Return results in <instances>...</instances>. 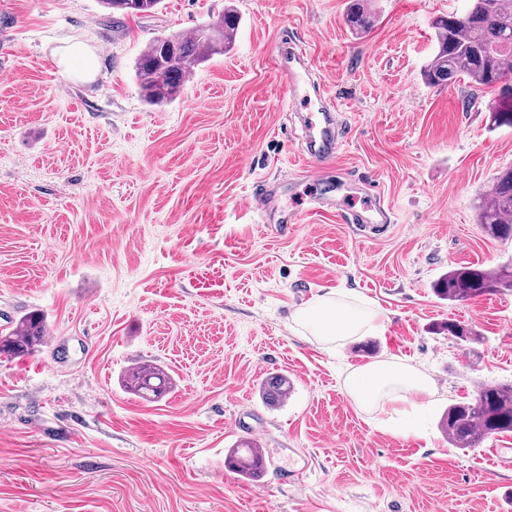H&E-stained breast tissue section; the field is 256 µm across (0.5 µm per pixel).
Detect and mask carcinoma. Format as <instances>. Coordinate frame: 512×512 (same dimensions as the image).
I'll return each instance as SVG.
<instances>
[{
    "mask_svg": "<svg viewBox=\"0 0 512 512\" xmlns=\"http://www.w3.org/2000/svg\"><path fill=\"white\" fill-rule=\"evenodd\" d=\"M107 9L145 15L163 0H100ZM375 12L367 0H351L345 22L356 35L368 32ZM240 26L238 13L224 11L215 23L202 24L183 34L160 35L149 42L138 59L135 77L144 98L153 104L170 103L181 94L196 67L213 55L231 49ZM432 53L422 76L432 86L448 85L464 75L476 91L495 88L512 76V0H467L461 12L439 16L432 23ZM492 125L512 127V105H492ZM491 199L479 206L478 223L492 238L512 240V166L495 174ZM450 302H461L512 291V261L496 268L477 264L448 271L435 286ZM45 324L38 314L24 316L14 334L0 338V354H28L45 344ZM126 383L135 391L158 397L171 388L170 378L156 365L143 363L128 372ZM441 429L450 444L462 451L479 447L486 439L512 433V384H492L476 390L472 399L448 407ZM240 474H256L254 449L235 453Z\"/></svg>",
    "mask_w": 512,
    "mask_h": 512,
    "instance_id": "carcinoma-1",
    "label": "carcinoma"
}]
</instances>
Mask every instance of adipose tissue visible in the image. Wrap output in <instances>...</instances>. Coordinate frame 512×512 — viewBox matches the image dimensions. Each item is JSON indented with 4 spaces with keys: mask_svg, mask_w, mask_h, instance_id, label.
Here are the masks:
<instances>
[{
    "mask_svg": "<svg viewBox=\"0 0 512 512\" xmlns=\"http://www.w3.org/2000/svg\"><path fill=\"white\" fill-rule=\"evenodd\" d=\"M293 319L302 330L328 342L368 336L383 327L378 310L350 302L333 289L302 304ZM348 392L366 409L408 415L423 405L431 382L407 365L377 362L353 374Z\"/></svg>",
    "mask_w": 512,
    "mask_h": 512,
    "instance_id": "1",
    "label": "adipose tissue"
}]
</instances>
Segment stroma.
<instances>
[{
    "instance_id": "obj_1",
    "label": "stroma",
    "mask_w": 512,
    "mask_h": 512,
    "mask_svg": "<svg viewBox=\"0 0 512 512\" xmlns=\"http://www.w3.org/2000/svg\"><path fill=\"white\" fill-rule=\"evenodd\" d=\"M348 4L164 0L132 16L99 0H0V335L38 311L57 340L0 356V512H512V468L490 454L512 435L464 454L439 428L477 384H512V291H433L453 266L512 260V242L477 222L480 192L512 165V127L492 125V93L422 79L433 20L462 0H375L362 36ZM229 5L231 50L176 101L147 103L134 77L145 45ZM284 36L306 47L346 127L321 185L299 174ZM70 43L96 55L94 80L59 66ZM369 183L392 212L373 233L337 215L371 209ZM262 186L266 221L251 203ZM328 288L382 311L371 352L294 323ZM451 320L474 338L441 332ZM378 361L432 380L408 435L347 392ZM139 363L168 373L170 393H130ZM272 373L292 391L270 407ZM253 428L276 464L307 466L300 482L225 467Z\"/></svg>"
}]
</instances>
